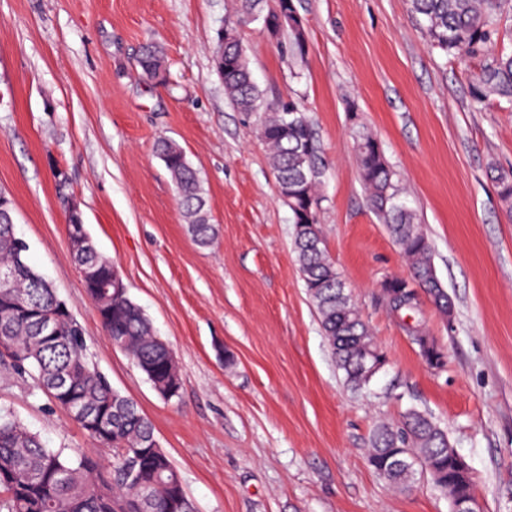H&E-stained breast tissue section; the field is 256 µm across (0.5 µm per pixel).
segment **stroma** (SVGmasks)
<instances>
[{
    "instance_id": "35a3bbf8",
    "label": "stroma",
    "mask_w": 512,
    "mask_h": 512,
    "mask_svg": "<svg viewBox=\"0 0 512 512\" xmlns=\"http://www.w3.org/2000/svg\"><path fill=\"white\" fill-rule=\"evenodd\" d=\"M232 0H0V191L28 263L81 324L87 354L152 421L197 512H451L425 476L393 489L368 465L374 426L430 413L468 464L482 512H512V213L488 172L512 167V112L468 94L477 60L430 51L407 0H298L308 54L292 65L260 22L240 29L267 101L301 98L329 162L320 229L386 357L350 389L301 278L292 213L253 119L212 62ZM163 46L169 83L134 59ZM381 142L454 304L390 312L381 288L411 271L360 180L354 137ZM177 142L211 206L196 245L154 145ZM172 349L162 399L109 343L72 260L65 200ZM421 324L446 354L429 367ZM0 408L51 448L93 449L33 379L0 378Z\"/></svg>"
}]
</instances>
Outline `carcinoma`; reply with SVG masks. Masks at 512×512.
<instances>
[{
    "label": "carcinoma",
    "instance_id": "carcinoma-1",
    "mask_svg": "<svg viewBox=\"0 0 512 512\" xmlns=\"http://www.w3.org/2000/svg\"><path fill=\"white\" fill-rule=\"evenodd\" d=\"M410 13L424 31L429 48L461 60L483 58L470 74L468 94L477 105L489 101L512 111V54L493 55L489 46L499 33L500 17L512 0H408ZM300 16L295 0H237L232 36L224 40V69L218 72L224 94L247 115H257L256 131L269 150V161L281 187V200L293 216V246L306 292L329 340L339 370L353 390L365 388L364 357L378 351L362 314L348 298L349 286L327 253L319 214L322 199L318 187L327 171V161L313 120L305 104L293 96L273 103L265 100L256 84L236 26L250 19L280 23L277 46L283 55L303 61L308 53L304 28L294 26ZM141 74L157 84L165 80L166 55L161 47L146 45L137 58ZM356 156L360 179L368 192L370 207L408 259L412 280L394 279L401 290L404 310L418 304L411 293L425 290L434 305L451 303L436 276L427 234L414 209L407 205L403 188L387 162L381 143L370 133H356ZM179 194L188 231L201 245L213 239L207 199L197 170L182 148L168 139L156 143ZM491 178L506 211L512 214V169L493 168ZM14 225L0 223V267L13 265ZM74 263L93 264L100 274L112 272V262L100 254H72ZM34 268L20 269L21 293L34 292L43 309L52 308L58 297L47 280L31 288ZM102 325L109 340L120 345L137 367H149L151 385L173 380L167 360L171 349L160 342L142 309L129 297H114ZM31 318L10 309L0 298V371L29 374L37 388L54 404L69 407L70 418L87 431L76 408L103 410L109 416L107 432L88 431L101 447L112 451L107 460L91 451L48 448L9 411L0 410V512H169V499L176 490L170 459L159 456L145 461L142 469L144 493L128 479V455L133 448H149L157 442L155 427L138 405L112 388L89 362L84 333L66 327L60 337L42 345L33 341ZM408 334L429 364L439 361L440 349L422 338L419 325ZM70 374L66 394L58 395V374ZM367 461L372 469L395 487H405L425 473L448 498L475 491L469 470H461L452 454L447 433L426 413L410 409L396 424H378L369 439Z\"/></svg>",
    "mask_w": 512,
    "mask_h": 512
}]
</instances>
